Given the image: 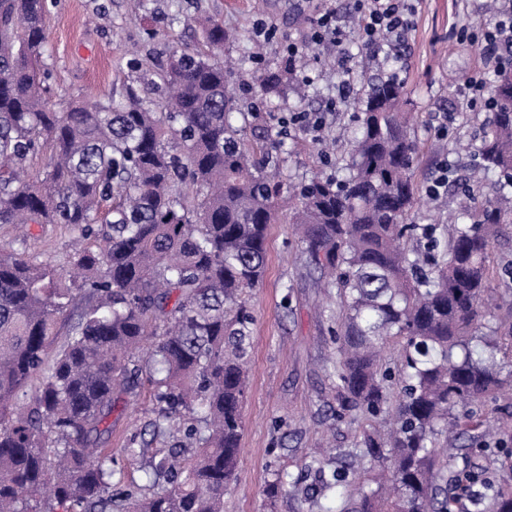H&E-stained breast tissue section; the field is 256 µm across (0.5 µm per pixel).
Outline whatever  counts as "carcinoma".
Returning <instances> with one entry per match:
<instances>
[{"instance_id":"cac0c4a2","label":"carcinoma","mask_w":512,"mask_h":512,"mask_svg":"<svg viewBox=\"0 0 512 512\" xmlns=\"http://www.w3.org/2000/svg\"><path fill=\"white\" fill-rule=\"evenodd\" d=\"M44 13V0H0V224H65L94 244L75 250L70 277L0 254V512H43L48 500V512H112L118 498L128 512H224L248 392V297L284 194L300 252L334 278L340 300L335 417L383 423L338 453L379 466L350 512H461L477 481L489 512H512V448L487 437L485 412L512 392L497 358L512 322L483 333L489 253L512 208L468 184L471 207L444 234L415 223L423 186L404 85L380 80L353 101L344 178L313 174L284 189L274 171L280 133L258 112L233 120L220 22L203 23L207 54L172 52L163 111L132 90L60 109L48 97ZM509 76L512 63L491 82L473 148L504 189L512 107L497 90ZM45 149L46 167L29 172L27 159ZM144 391L154 435L175 444L151 460L150 485L116 491L113 457L97 438L116 402ZM464 435L473 463L450 478L445 452ZM450 480L462 493L448 495Z\"/></svg>"}]
</instances>
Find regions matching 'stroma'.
I'll return each mask as SVG.
<instances>
[{
    "label": "stroma",
    "mask_w": 512,
    "mask_h": 512,
    "mask_svg": "<svg viewBox=\"0 0 512 512\" xmlns=\"http://www.w3.org/2000/svg\"><path fill=\"white\" fill-rule=\"evenodd\" d=\"M322 7V0H46L50 99L63 106L81 96L119 99L132 89L161 104L165 90L160 72L173 50L204 49L198 22L209 17L221 20L230 35L223 55L232 62L228 77L241 111L262 108L271 125L289 112H327L338 95L342 64L335 45L310 39ZM487 15L476 0H418L412 29L392 47L370 54L361 80L353 84L355 95H362L368 81L385 77L388 57H398L408 107L415 115L412 132L420 150L414 175L421 183L433 181L445 161L462 179L472 176L474 156L458 150L456 143L477 138L488 114L468 108L461 90L489 60L481 44L461 45L456 36ZM262 26L270 28L269 36L259 35ZM290 41L299 46L293 58L284 50ZM287 64L294 70L291 86L262 93L258 77ZM327 114L323 136L335 140V156L321 157L318 143L308 136H285L281 179L337 171L336 159L348 152L353 137L352 111L338 104ZM447 115L455 122L447 138H437L433 127ZM31 232L25 240L13 225L0 224V248L22 247L34 260L69 270L76 231L49 224ZM252 313L242 451L236 481L224 496V512H347L353 490L376 472L370 462H355L348 485L327 489L316 502L301 493L318 484L315 476L303 480L299 474L324 437L332 436L335 447L350 448L360 425L332 416L336 392L327 368L339 301L335 289L324 287L307 266L292 225L269 229L266 272L253 292ZM154 420L145 397L134 405L119 403L114 410L106 445L117 462L115 478L121 486L145 484L149 460L168 447V439L154 438ZM132 440L144 446L134 460L124 454ZM276 469L287 478L274 492L270 484Z\"/></svg>",
    "instance_id": "1"
}]
</instances>
